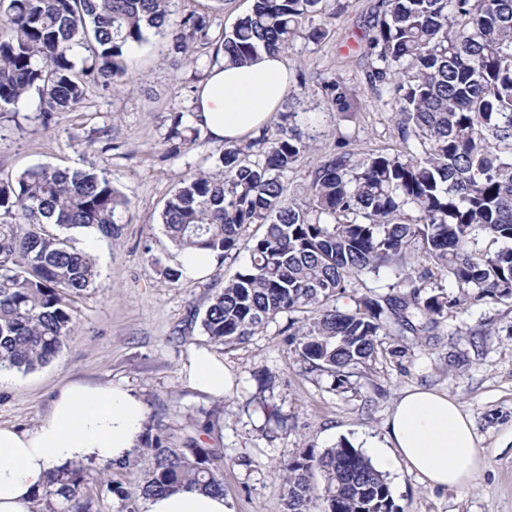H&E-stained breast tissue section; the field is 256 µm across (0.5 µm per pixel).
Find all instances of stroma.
<instances>
[{"label": "stroma", "mask_w": 512, "mask_h": 512, "mask_svg": "<svg viewBox=\"0 0 512 512\" xmlns=\"http://www.w3.org/2000/svg\"><path fill=\"white\" fill-rule=\"evenodd\" d=\"M379 3L332 0L326 37L298 39L285 56L292 95L280 109L300 113L316 155L341 141L358 153L402 147L393 88L368 82L375 57L366 36ZM251 6L252 0H224L220 7L180 0L178 9L209 14L218 34L232 30ZM214 61L213 46L181 61L153 35L128 52L125 86L88 87L75 110L54 113L47 124L34 92L0 113V179L16 180L34 166L92 169L110 175L129 200L116 217L121 236L96 242L100 278L75 305L76 334L48 365L0 384V426L32 429L68 381L119 384L140 396L147 419L163 421L176 435L195 434L197 421L212 417L202 441L230 460L223 470L227 512H282L288 458L342 439L363 450L386 446L385 422L401 394L433 389L448 393L472 421L484 466L467 490L430 488L399 466L387 478L401 512H512V303L473 301L436 335L386 337L369 372L339 391L304 372L283 342V316L247 343L218 350L231 380L224 396L192 386L185 365L210 344L199 327L208 298L249 264L242 248L202 280L172 282L161 274L176 255L160 220L165 203L185 175L214 171L221 149L203 135L197 146L174 153L166 133L174 113L192 111ZM262 370L272 377L271 402L283 426L249 402ZM148 465L136 452L127 468L113 469L124 493H102L98 512H120L126 504L143 512L139 485Z\"/></svg>", "instance_id": "stroma-1"}]
</instances>
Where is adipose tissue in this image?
<instances>
[{
    "instance_id": "1",
    "label": "adipose tissue",
    "mask_w": 512,
    "mask_h": 512,
    "mask_svg": "<svg viewBox=\"0 0 512 512\" xmlns=\"http://www.w3.org/2000/svg\"><path fill=\"white\" fill-rule=\"evenodd\" d=\"M290 86L282 55L259 52L247 65L217 59L200 83L194 120L214 141L257 135L279 109ZM201 392L222 396L228 384L223 362L207 349L187 365ZM145 405L118 386L72 382L59 390L34 429L0 426V512H32L48 478L75 463L102 466L128 458L143 431ZM389 451L379 471L398 464L433 488L475 484L483 467L470 419L446 393L406 391L387 421ZM145 512H227L224 497L194 487L148 497Z\"/></svg>"
}]
</instances>
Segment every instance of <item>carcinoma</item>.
Wrapping results in <instances>:
<instances>
[{"label":"carcinoma","instance_id":"obj_1","mask_svg":"<svg viewBox=\"0 0 512 512\" xmlns=\"http://www.w3.org/2000/svg\"><path fill=\"white\" fill-rule=\"evenodd\" d=\"M178 0H9L0 18V111L31 90L44 121L76 108L88 85L126 84V51L149 32L177 54L224 50L233 65L260 51L286 53L300 34L320 42L323 0H253L230 32L211 34L205 14L179 15ZM367 47L371 86L395 84L404 154L350 150L310 164L304 197L285 174L311 153L296 113L248 142L226 143L218 173L183 178L161 221L179 251L239 250L241 230L262 233L250 264L211 294L201 317L216 346L246 342L285 313H300L285 343L309 372L338 389L362 373L397 325L423 334L470 298L512 302V0H382ZM87 52L90 63L76 71ZM171 118L173 149L199 129ZM128 199L92 170L32 167L0 180V365L22 373L49 364L76 329L75 299L96 288V261L73 233L112 241ZM388 270L376 294L368 280ZM446 276L462 290L435 292ZM347 297L353 305L341 308ZM149 458L142 496L194 486L224 492V455L194 436L178 441L157 423L141 438ZM77 465L50 476L48 512H93L108 479ZM321 482H311L313 472ZM283 512H399L386 474L342 439L310 448L284 468Z\"/></svg>","mask_w":512,"mask_h":512}]
</instances>
